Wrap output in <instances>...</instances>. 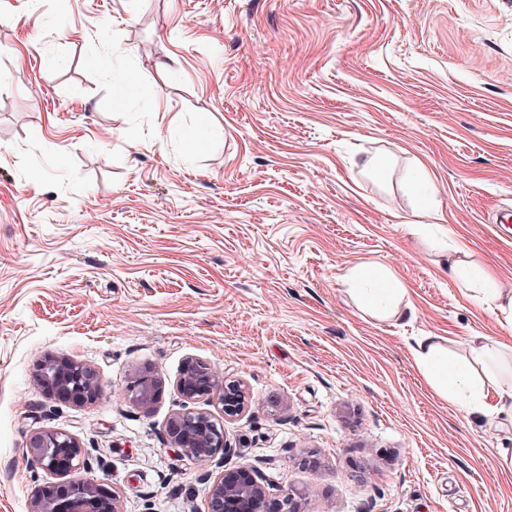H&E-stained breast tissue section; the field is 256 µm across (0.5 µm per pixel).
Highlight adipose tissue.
Returning a JSON list of instances; mask_svg holds the SVG:
<instances>
[{
	"label": "adipose tissue",
	"instance_id": "adipose-tissue-1",
	"mask_svg": "<svg viewBox=\"0 0 512 512\" xmlns=\"http://www.w3.org/2000/svg\"><path fill=\"white\" fill-rule=\"evenodd\" d=\"M448 271L472 288L480 303L512 310V294H504L487 269L470 261L463 246L449 247ZM347 280L364 311L381 320L403 315L405 289L384 267L356 266ZM413 354L428 383L449 402L488 418L512 414V351L498 337H476L466 355L454 356L442 337L425 336Z\"/></svg>",
	"mask_w": 512,
	"mask_h": 512
}]
</instances>
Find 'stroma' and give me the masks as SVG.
I'll return each instance as SVG.
<instances>
[{
  "mask_svg": "<svg viewBox=\"0 0 512 512\" xmlns=\"http://www.w3.org/2000/svg\"><path fill=\"white\" fill-rule=\"evenodd\" d=\"M506 211L512 0H0V512L49 482L25 448L45 428L123 512H202L216 466L166 433L191 359L244 383L226 466L300 512H512V424L413 355L512 341L448 273L460 243L512 293ZM365 263L404 317L358 308ZM47 354L94 367L98 399L42 391ZM145 367L147 411L125 390ZM346 278L349 292L358 305L372 316L388 320L404 314L405 288L390 271L377 264L352 268Z\"/></svg>",
  "mask_w": 512,
  "mask_h": 512,
  "instance_id": "obj_1",
  "label": "stroma"
}]
</instances>
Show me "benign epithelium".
<instances>
[{
    "label": "benign epithelium",
    "mask_w": 512,
    "mask_h": 512,
    "mask_svg": "<svg viewBox=\"0 0 512 512\" xmlns=\"http://www.w3.org/2000/svg\"><path fill=\"white\" fill-rule=\"evenodd\" d=\"M35 375L38 385L75 404L92 403L100 394L96 369L71 358L46 355L37 364ZM177 389L183 403L166 426L172 446L196 461L227 453L224 421L243 411V383L220 377L208 362L195 359L185 364ZM126 392L130 402L148 411L156 400L158 381L151 371L138 370L128 379ZM202 397L215 401L221 417L194 407ZM25 448L33 467L62 479L60 484L33 492L30 512H122L119 492L88 476L89 453L73 435L60 429H41L29 436ZM296 496L287 488L276 501H270L258 471L246 465L208 475L204 488L206 512H298Z\"/></svg>",
    "instance_id": "benign-epithelium-1"
}]
</instances>
